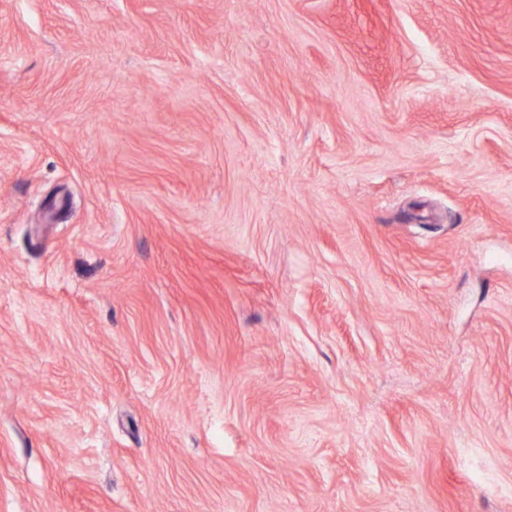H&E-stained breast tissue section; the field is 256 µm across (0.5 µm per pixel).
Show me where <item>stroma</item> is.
<instances>
[{
	"label": "stroma",
	"instance_id": "1",
	"mask_svg": "<svg viewBox=\"0 0 512 512\" xmlns=\"http://www.w3.org/2000/svg\"><path fill=\"white\" fill-rule=\"evenodd\" d=\"M0 512H512V0H0Z\"/></svg>",
	"mask_w": 512,
	"mask_h": 512
}]
</instances>
